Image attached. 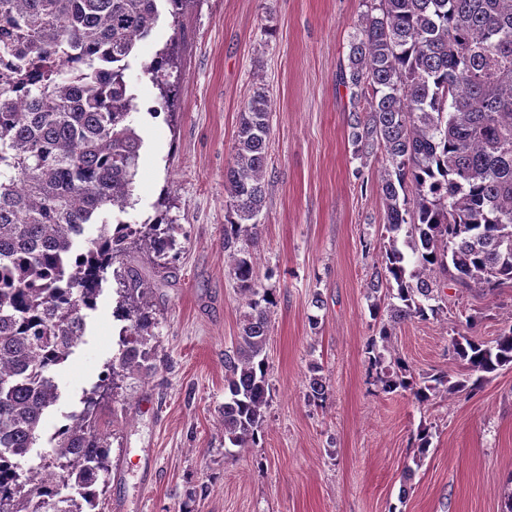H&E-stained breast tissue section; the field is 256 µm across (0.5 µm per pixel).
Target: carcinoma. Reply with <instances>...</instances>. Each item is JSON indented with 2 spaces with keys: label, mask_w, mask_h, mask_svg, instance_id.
<instances>
[{
  "label": "carcinoma",
  "mask_w": 512,
  "mask_h": 512,
  "mask_svg": "<svg viewBox=\"0 0 512 512\" xmlns=\"http://www.w3.org/2000/svg\"><path fill=\"white\" fill-rule=\"evenodd\" d=\"M190 0H0V512H94L110 448L98 427L99 389L150 369L151 288L136 268L122 279L112 316L126 322L119 355L83 409L51 436L47 461L18 468L59 398L53 372L82 341L107 268L135 248L164 280L178 259L160 201L141 224L125 220L143 139L128 58L164 5L174 35L142 65L166 107L176 86L181 17ZM340 82L350 91L355 155L383 154L378 184L387 244L367 282L373 316L366 345L376 386L420 404L446 391L472 394L512 366V325L493 341L460 334L448 351L451 383L417 376L392 347L396 325L436 316L445 288L492 294L512 286V0H366ZM272 99L264 87L239 116L225 175L224 262L248 308L224 352V438L259 442L269 407L265 356L274 293L258 284L252 247L262 234ZM98 225L93 237L86 228ZM323 406V376L308 382ZM431 434L414 437V463Z\"/></svg>",
  "instance_id": "cac0c4a2"
}]
</instances>
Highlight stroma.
Wrapping results in <instances>:
<instances>
[{"mask_svg":"<svg viewBox=\"0 0 512 512\" xmlns=\"http://www.w3.org/2000/svg\"><path fill=\"white\" fill-rule=\"evenodd\" d=\"M364 10L362 0H193L170 76V122L151 117L160 103L142 73L173 35L160 17L130 63L143 146L128 219L154 217L165 200L180 257L164 282L139 252L108 269L82 343L56 370L61 398L22 467L39 463L117 354L122 324L112 310L134 266L156 309L153 369L128 373L98 408L111 447L100 512H501L512 473V366L474 395L425 405L368 381L365 346L377 324L366 282L381 262L382 159L355 157L339 80ZM258 83L273 101L269 194L253 250L258 281L276 297L271 400L258 444L231 449L220 426L224 353L246 307L224 267V172ZM447 294L444 313L402 323L392 346L415 373L455 381L462 368L450 336L471 317L473 335L496 338L512 325V288ZM315 366L328 385L321 408L306 399ZM423 427L432 443L417 463L411 439Z\"/></svg>","mask_w":512,"mask_h":512,"instance_id":"1","label":"stroma"}]
</instances>
